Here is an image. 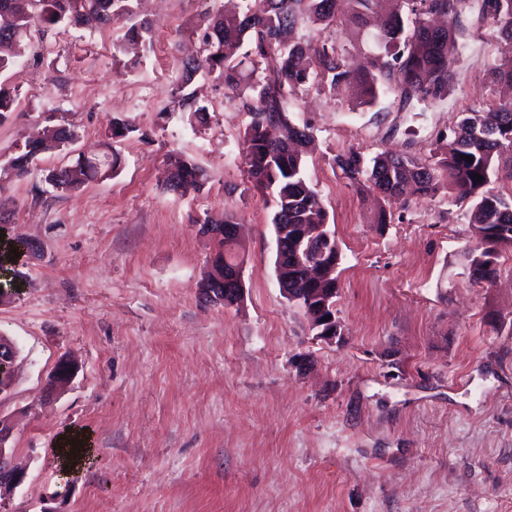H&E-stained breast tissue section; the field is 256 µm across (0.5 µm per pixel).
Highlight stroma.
Wrapping results in <instances>:
<instances>
[{
  "label": "stroma",
  "instance_id": "obj_1",
  "mask_svg": "<svg viewBox=\"0 0 512 512\" xmlns=\"http://www.w3.org/2000/svg\"><path fill=\"white\" fill-rule=\"evenodd\" d=\"M227 0H138L149 39L117 53L122 23L31 31L0 82L16 86L0 123V165L26 136L62 125L65 147L0 180L5 236L37 244L0 298V333L21 352L0 415L24 482L0 512H512V249L494 283L470 276L472 202L441 190L393 206L357 190L333 159L349 151L426 158L466 109L502 91L487 69L512 54L467 0L468 35L444 100L388 95L371 107L309 84L288 97L308 126L306 174L340 250L336 318L317 337L282 294L271 197L249 182V120L222 80L182 86L174 57L199 56L192 28ZM207 107L206 124L192 110ZM132 122L106 145L113 121ZM117 154L112 178L54 190L47 170ZM181 153L207 179L164 185ZM243 227L245 294L206 302L215 242L205 216ZM79 372L52 400L60 359ZM87 435L95 462L58 472L60 436Z\"/></svg>",
  "mask_w": 512,
  "mask_h": 512
}]
</instances>
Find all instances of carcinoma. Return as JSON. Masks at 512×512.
I'll list each match as a JSON object with an SVG mask.
<instances>
[{"instance_id":"cac0c4a2","label":"carcinoma","mask_w":512,"mask_h":512,"mask_svg":"<svg viewBox=\"0 0 512 512\" xmlns=\"http://www.w3.org/2000/svg\"><path fill=\"white\" fill-rule=\"evenodd\" d=\"M19 0H0V72L11 69L21 56L23 39L34 26L68 22L74 26H107L133 14V0H26L31 11L19 8ZM238 12L221 9L202 19L204 58L178 61L184 83L205 71L224 78V86L244 99L249 121L241 139L242 156L255 190L274 199L272 224H326L328 218L306 177L305 147L311 141L307 128L289 118L286 95L315 83L332 96L354 85L361 102L374 105L380 97L399 94L405 98H441L453 78L448 62V38L434 33L429 21L435 14L448 15L464 0H398L391 13L378 14L380 0H243ZM484 9L493 20L495 36L512 40V0H488ZM301 20L325 31L342 27L355 35L368 33L373 44L366 65L354 69L335 42L282 46L283 37ZM146 22L126 28L127 45L146 43ZM265 76L249 83L243 66ZM491 82L512 86V59L494 63ZM17 90L0 83V123L12 112ZM70 139L64 127L49 128L41 139L27 140L7 167L15 177L30 172L40 155L61 147ZM439 151L426 160L382 153L367 162L358 151L333 159L347 179L360 189L378 193L383 201L375 223L388 221L387 208L405 204L410 186L424 196L442 187L458 197L473 200L469 222L480 225L481 248L471 253L473 279L492 283L498 276L499 250L512 248V199L489 188L492 178L512 181V98L495 102L485 110H472L457 128L440 138ZM472 157V161L465 157ZM113 158L100 167L81 161L60 168L63 190L72 191L93 178L108 179L116 169ZM481 178L473 180V175ZM164 181L174 192L199 190L204 171L191 159L172 154L167 159ZM288 287L297 304L312 315L314 287L308 268L288 272Z\"/></svg>"}]
</instances>
